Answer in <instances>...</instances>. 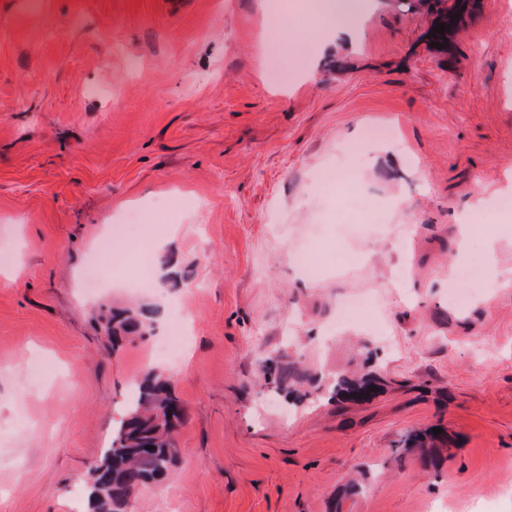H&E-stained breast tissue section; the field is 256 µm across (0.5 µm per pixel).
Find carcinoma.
Segmentation results:
<instances>
[{"label":"carcinoma","mask_w":512,"mask_h":512,"mask_svg":"<svg viewBox=\"0 0 512 512\" xmlns=\"http://www.w3.org/2000/svg\"><path fill=\"white\" fill-rule=\"evenodd\" d=\"M436 23L449 29L432 36L439 44L448 41V34L455 31L473 0H453L446 6L435 0ZM105 328L113 345L129 337H143L153 327L149 314L143 310H127L111 314L104 319ZM309 374L295 362L283 363L278 358L267 361L265 381L279 390H288L307 381ZM375 385L370 373H338L328 385L336 400L356 402L359 397L369 400ZM178 400L171 381L162 373L148 372L133 392L128 405L112 432V442L91 471L88 484L90 512H125L131 488L142 486L165 476L176 459L170 431L171 405Z\"/></svg>","instance_id":"obj_1"}]
</instances>
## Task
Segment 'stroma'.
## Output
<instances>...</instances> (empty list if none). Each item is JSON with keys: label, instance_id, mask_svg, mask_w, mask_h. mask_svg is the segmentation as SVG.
I'll return each instance as SVG.
<instances>
[{"label": "stroma", "instance_id": "stroma-1", "mask_svg": "<svg viewBox=\"0 0 512 512\" xmlns=\"http://www.w3.org/2000/svg\"><path fill=\"white\" fill-rule=\"evenodd\" d=\"M259 3L0 0V512H83L78 479L151 370L184 407L177 462L126 512H512V0H477L445 51L434 0H376L322 55L320 0H295L282 53L300 32L310 50L280 81ZM360 155L347 191L320 189ZM151 207L150 242L113 248L125 279L150 245L152 292H86L99 241ZM486 212L458 248L460 217ZM311 243L342 264L309 277ZM476 261L486 288L450 304ZM165 297L180 362L153 355L162 321L112 349L102 312ZM346 298L377 321L336 329ZM274 355L383 385L299 403L265 384ZM427 428L443 440L404 447Z\"/></svg>", "mask_w": 512, "mask_h": 512}]
</instances>
